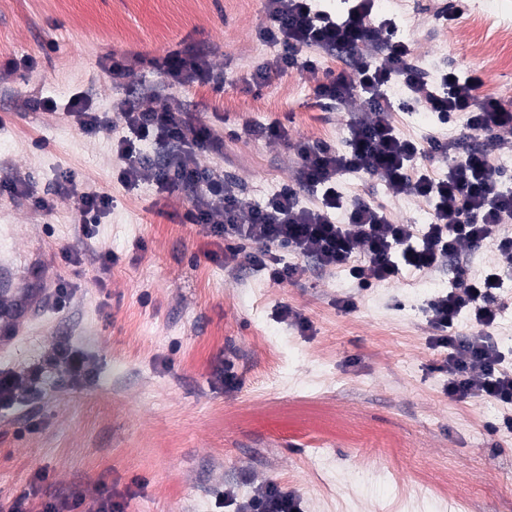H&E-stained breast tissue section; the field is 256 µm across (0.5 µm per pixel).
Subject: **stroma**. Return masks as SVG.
Wrapping results in <instances>:
<instances>
[{
	"label": "stroma",
	"instance_id": "1",
	"mask_svg": "<svg viewBox=\"0 0 512 512\" xmlns=\"http://www.w3.org/2000/svg\"><path fill=\"white\" fill-rule=\"evenodd\" d=\"M374 11L431 77L468 70L512 105V66L489 68L472 44L477 18L512 24V0H376ZM263 20L262 0H0V180L25 179L55 203L48 215L31 198L0 199V224L17 227L0 254L16 267V287L50 276L75 288L64 311L41 305L0 369L45 363L58 341L82 348L92 369L81 386L48 374L38 400L21 381L18 409L0 412V512L30 490L90 504L105 489L125 512H236L269 481L294 492L301 512H451L442 487L465 512H512V436L498 430L512 406L449 398L427 345L428 305L454 267L363 289L347 271L283 249L282 262L304 271L277 285L186 220L189 191L120 182L118 105L132 97L218 134L221 151L198 162L231 175L252 203L295 183L298 141L347 150L352 113L318 105L314 90L348 59L311 48L315 67L253 87L249 74L282 51L259 39ZM190 44L208 49L214 79L170 86L162 60ZM77 94L111 132L89 137L70 120ZM387 94L402 137L450 144L428 163L436 175L475 148L464 115L440 122L398 81ZM256 125L281 134L256 138ZM68 171L112 196L93 239L82 237L71 200L53 194ZM340 182L347 198L382 207L394 223L429 220L423 200L393 195L379 179L347 173ZM67 251L81 264L66 263ZM104 251L117 258L105 273L96 260ZM348 296L349 311L340 305ZM273 351L281 383L265 379ZM226 362L232 386L216 372Z\"/></svg>",
	"mask_w": 512,
	"mask_h": 512
}]
</instances>
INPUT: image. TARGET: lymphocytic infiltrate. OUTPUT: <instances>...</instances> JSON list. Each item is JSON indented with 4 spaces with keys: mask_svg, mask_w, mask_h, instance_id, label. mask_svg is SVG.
<instances>
[{
    "mask_svg": "<svg viewBox=\"0 0 512 512\" xmlns=\"http://www.w3.org/2000/svg\"><path fill=\"white\" fill-rule=\"evenodd\" d=\"M347 2L345 16L336 20L312 11L309 0H264L268 23L259 36L282 46L283 52L272 65L252 73L250 81L255 87L264 86L272 71L294 67L306 47L347 56L352 61L350 73L318 85L316 93L343 102L355 95L362 98L363 114L351 124L348 151L339 152L318 141L301 142L297 185L284 186L265 205L257 206L222 175L198 164L199 150L221 145L209 127L191 124L183 113L167 106L145 109L139 100L129 98L122 104L129 133L117 142V154L124 163L119 179L129 187L151 182L161 190L191 192L194 206L187 214L189 221L205 226L227 249L237 252L250 245L249 263L265 270L277 284L300 271L299 266L281 264L277 255L281 248L314 260L319 267L347 270L362 288L398 278L405 271L422 272L456 262L450 289L429 306L436 331L429 343L448 351L441 366L448 376L446 391L455 399L487 398L511 405L512 372L504 370L505 357L487 329L501 311L497 293L504 288L503 275L512 271V236L505 232L506 224L512 222V193L502 190L501 172L480 148L471 149L443 176L417 169L422 150L397 134L387 89L402 80L412 101L444 122L468 113L469 128L478 136L512 131V109L480 97L481 81L468 72L452 69L432 81L414 63L411 46L395 38L392 24L373 22L372 0ZM165 62L174 83L205 84L211 79L202 49L188 47L168 55ZM150 135L173 144V151L153 162L138 157L135 139ZM347 172L379 177L393 194L423 199L431 210L429 224L418 230L410 224H395L381 208L359 199L346 201L337 183ZM302 188L321 190L320 207L300 206ZM56 192L74 199L76 220L86 237L112 203L109 193L87 189L69 174L59 181ZM340 211L346 215L341 224L335 219ZM488 240L496 242L502 262L486 276L470 279L468 257ZM464 312L481 325V332L453 333L455 321ZM49 367L73 385L87 383L90 377L86 355L65 341L53 345L47 365L30 369V379L42 381Z\"/></svg>",
    "mask_w": 512,
    "mask_h": 512,
    "instance_id": "1",
    "label": "lymphocytic infiltrate"
}]
</instances>
